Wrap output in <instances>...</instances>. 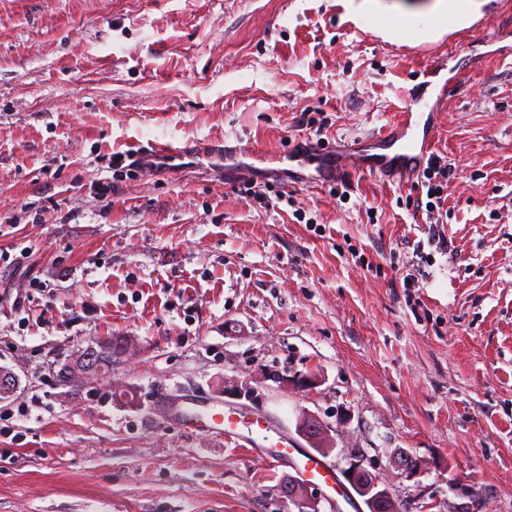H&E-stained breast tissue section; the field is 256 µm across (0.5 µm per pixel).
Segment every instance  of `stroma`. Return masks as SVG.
I'll use <instances>...</instances> for the list:
<instances>
[{
    "label": "stroma",
    "instance_id": "1",
    "mask_svg": "<svg viewBox=\"0 0 512 512\" xmlns=\"http://www.w3.org/2000/svg\"><path fill=\"white\" fill-rule=\"evenodd\" d=\"M359 2L0 0V367L19 381L0 512H299L289 464L181 429L191 399L301 449L297 420L317 416L328 462L361 456L400 512H512V0L420 43L393 31L432 29L433 0H379L384 33ZM423 69L452 176L448 250L415 285L411 185L356 170L347 201L285 181L279 200L271 169L246 195L220 166L112 164L162 138L283 154L305 112L347 146ZM107 337L124 353L96 391L56 381Z\"/></svg>",
    "mask_w": 512,
    "mask_h": 512
}]
</instances>
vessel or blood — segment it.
I'll use <instances>...</instances> for the list:
<instances>
[{"label": "vessel or blood", "mask_w": 512, "mask_h": 512, "mask_svg": "<svg viewBox=\"0 0 512 512\" xmlns=\"http://www.w3.org/2000/svg\"><path fill=\"white\" fill-rule=\"evenodd\" d=\"M434 113L429 112L423 95L407 98L403 112L392 123L382 126L367 136L368 153H360L357 146H321L304 139L294 144L285 159L291 163L298 183L325 187L345 178L352 170L381 174L392 181L406 183L416 178L433 154ZM185 148L170 140L153 142L148 161L181 158ZM218 156L231 176L255 173L257 164L268 162L267 154L226 147ZM187 427L208 423L217 433L250 446L251 450L266 452L273 460L290 462L294 470L308 483L322 487L332 494H340L333 465L316 455L293 448L286 436L271 437L267 421L246 420L232 413H221L195 404L181 413Z\"/></svg>", "instance_id": "obj_1"}]
</instances>
